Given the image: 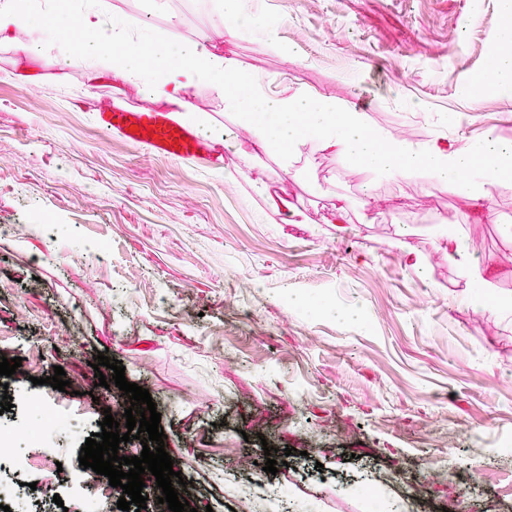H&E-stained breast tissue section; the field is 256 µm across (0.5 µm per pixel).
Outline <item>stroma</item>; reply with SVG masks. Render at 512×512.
I'll list each match as a JSON object with an SVG mask.
<instances>
[{
  "instance_id": "obj_1",
  "label": "stroma",
  "mask_w": 512,
  "mask_h": 512,
  "mask_svg": "<svg viewBox=\"0 0 512 512\" xmlns=\"http://www.w3.org/2000/svg\"><path fill=\"white\" fill-rule=\"evenodd\" d=\"M96 5L147 46L213 36L214 0H170L175 29L153 0H60L53 42ZM257 6L279 49L230 21L224 53L269 94L367 98L375 127L416 144L489 127L512 142V84L469 121L504 0ZM113 89L73 63L26 90L0 47V226L27 227L0 234V358L22 360L0 432L24 444L33 399L65 424L26 446L24 469L0 468V486L27 512H82L97 494L79 452L104 409L130 405L96 385L101 353L149 390L185 481L178 498L196 512H257L248 485L276 489L288 512H512V178L479 183L496 212L480 222L441 184L350 168L313 145L285 164L251 151L244 131L206 165L160 158L98 126ZM342 205L345 231L329 221ZM452 237L476 269L449 263ZM58 366L68 390L44 383ZM58 464L82 497L33 495Z\"/></svg>"
}]
</instances>
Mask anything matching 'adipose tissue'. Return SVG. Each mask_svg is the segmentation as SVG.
<instances>
[{"mask_svg":"<svg viewBox=\"0 0 512 512\" xmlns=\"http://www.w3.org/2000/svg\"><path fill=\"white\" fill-rule=\"evenodd\" d=\"M223 29H216L209 44L192 42L174 49L159 42L149 54L119 22L109 23L105 10L80 14L65 53H58L42 26L26 24L19 0H0V44L10 45L24 82L39 86L40 77L28 74L31 62L41 68H60L72 62L84 65L87 82L109 81L137 88L152 104L171 109L174 117L194 122V98L204 85L215 88L225 111L234 113L251 134L253 146L275 151L288 160L308 145L332 151L347 163L388 177H424L463 196L484 217L492 208L486 195L467 189L465 178L476 174L485 181L499 180L512 171V145L493 130L477 140L437 136L416 145L396 139L370 125L365 113L323 95L303 89L290 96H273L263 81L245 74L234 58L225 56ZM512 81V21H507L500 50L492 57L476 84L471 103L479 105L482 90Z\"/></svg>","mask_w":512,"mask_h":512,"instance_id":"1","label":"adipose tissue"}]
</instances>
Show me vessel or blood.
<instances>
[{
	"label": "vessel or blood",
	"instance_id": "b4317fda",
	"mask_svg": "<svg viewBox=\"0 0 512 512\" xmlns=\"http://www.w3.org/2000/svg\"><path fill=\"white\" fill-rule=\"evenodd\" d=\"M97 119L102 130L119 131L128 142L146 145L164 157L197 158L203 150L202 137L163 110L115 105L98 112ZM147 127L152 128V136L144 135Z\"/></svg>",
	"mask_w": 512,
	"mask_h": 512
}]
</instances>
